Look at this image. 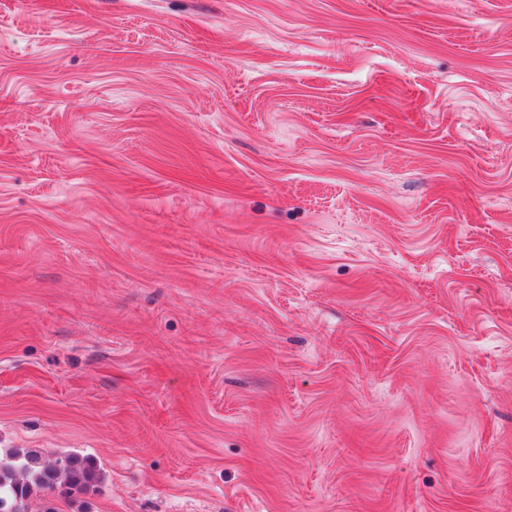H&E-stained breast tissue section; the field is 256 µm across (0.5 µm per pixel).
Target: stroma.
I'll list each match as a JSON object with an SVG mask.
<instances>
[{
    "instance_id": "obj_1",
    "label": "stroma",
    "mask_w": 512,
    "mask_h": 512,
    "mask_svg": "<svg viewBox=\"0 0 512 512\" xmlns=\"http://www.w3.org/2000/svg\"><path fill=\"white\" fill-rule=\"evenodd\" d=\"M58 512H512V0H0V453ZM99 473L94 464L78 456L58 457L41 463L36 453L0 454V512H31L29 500L36 491L68 496L95 487Z\"/></svg>"
}]
</instances>
